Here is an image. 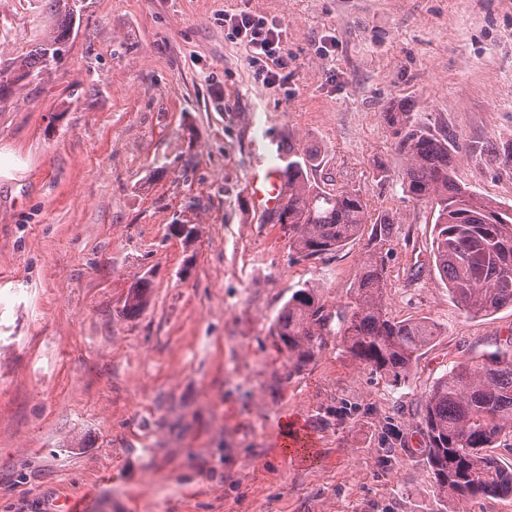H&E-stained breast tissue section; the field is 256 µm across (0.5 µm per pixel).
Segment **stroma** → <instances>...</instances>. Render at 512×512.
Listing matches in <instances>:
<instances>
[{
  "label": "stroma",
  "mask_w": 512,
  "mask_h": 512,
  "mask_svg": "<svg viewBox=\"0 0 512 512\" xmlns=\"http://www.w3.org/2000/svg\"><path fill=\"white\" fill-rule=\"evenodd\" d=\"M56 68L0 102V512H443L416 422L435 381L494 351L512 307L466 317L406 196L385 114L460 143L512 142V0H76ZM285 23L287 88L254 82L225 13ZM46 0H0V66L54 28ZM394 218L391 316L438 334L391 382L330 336L293 370L269 327L315 286L347 311L364 249L308 261L254 210L282 143ZM456 179L512 205V173ZM198 224L193 243L169 225ZM150 277L130 317V287ZM340 413L329 416L331 408ZM312 439L286 453L282 423ZM392 451L395 463L381 457ZM149 288H151V283L147 278L133 285L128 293L124 306L127 315L136 316L145 307Z\"/></svg>",
  "instance_id": "obj_1"
}]
</instances>
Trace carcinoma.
<instances>
[{
  "label": "carcinoma",
  "instance_id": "carcinoma-1",
  "mask_svg": "<svg viewBox=\"0 0 512 512\" xmlns=\"http://www.w3.org/2000/svg\"><path fill=\"white\" fill-rule=\"evenodd\" d=\"M62 18L55 35L19 63L0 67V92L15 82L51 71L69 40L74 10L67 0H48ZM406 164L405 193L429 207L434 219L432 253L448 295L469 317L492 315L512 306V212L456 181L448 133L414 121L404 107L386 113ZM281 175L288 194L267 221L286 224L297 254L307 260L334 254L352 241L366 240V259L347 314L333 323L317 289L305 284L292 293L270 324L276 349L299 370L312 362L323 337L338 336L344 349L372 371L405 379L420 352L437 336L426 319L398 320L387 311L383 251L393 252L394 220L373 210L360 191L317 179L318 156L293 146ZM502 170H512V143L479 150ZM151 288L144 278L130 289L125 311L136 316ZM418 427L438 493L446 503L478 497L512 496V468L494 452L512 438V335L482 360L461 362L443 373L424 398Z\"/></svg>",
  "mask_w": 512,
  "mask_h": 512
}]
</instances>
